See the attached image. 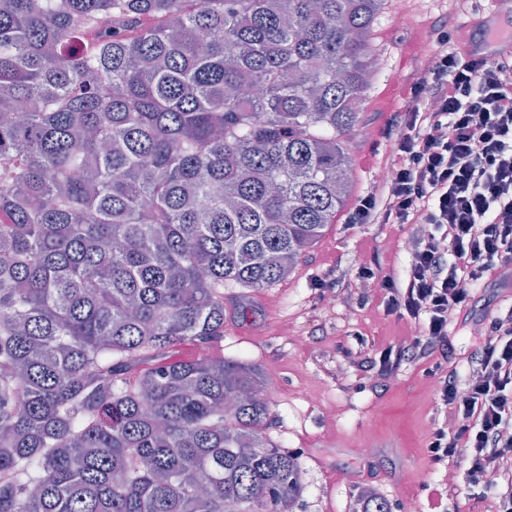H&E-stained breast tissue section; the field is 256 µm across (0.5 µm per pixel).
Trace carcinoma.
<instances>
[{"instance_id": "obj_1", "label": "carcinoma", "mask_w": 512, "mask_h": 512, "mask_svg": "<svg viewBox=\"0 0 512 512\" xmlns=\"http://www.w3.org/2000/svg\"><path fill=\"white\" fill-rule=\"evenodd\" d=\"M387 2L0 0V512L299 504L259 367L171 352L336 223Z\"/></svg>"}]
</instances>
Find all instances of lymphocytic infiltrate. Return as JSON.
<instances>
[{
  "label": "lymphocytic infiltrate",
  "instance_id": "lymphocytic-infiltrate-1",
  "mask_svg": "<svg viewBox=\"0 0 512 512\" xmlns=\"http://www.w3.org/2000/svg\"><path fill=\"white\" fill-rule=\"evenodd\" d=\"M432 34L425 72L403 86L411 105L389 132L391 177L360 196L350 217L422 227L403 281L381 280L387 313L415 334L371 365L383 380L407 363L426 366L443 409L426 445L431 461L465 467L470 500L512 512V308L491 320L466 376L446 367L448 329L466 324L474 285L512 275V59L452 53L447 32Z\"/></svg>",
  "mask_w": 512,
  "mask_h": 512
}]
</instances>
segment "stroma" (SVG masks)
<instances>
[{
    "label": "stroma",
    "instance_id": "obj_1",
    "mask_svg": "<svg viewBox=\"0 0 512 512\" xmlns=\"http://www.w3.org/2000/svg\"><path fill=\"white\" fill-rule=\"evenodd\" d=\"M476 2L467 0L456 12L452 0H409V24H400L390 8L377 19L371 85L349 143L355 195L365 194L384 167L391 147L385 133L405 105L402 83L425 70L428 33L447 24L449 48L459 47ZM414 231L411 224L349 225L340 215L288 280L224 291V338L215 350L253 361L279 380L268 435L302 460L300 512H349L350 494L360 486L381 493L389 512H433L436 505L432 488L444 472L426 451L440 415L432 377L405 365L373 391L358 369L380 350L410 340L409 324L384 310L380 291L359 285L353 305L328 307L317 287L330 267L353 277L365 265L403 279ZM474 293L473 320L492 319L512 305V285L498 280L477 284ZM305 390L313 399H302Z\"/></svg>",
    "mask_w": 512,
    "mask_h": 512
}]
</instances>
